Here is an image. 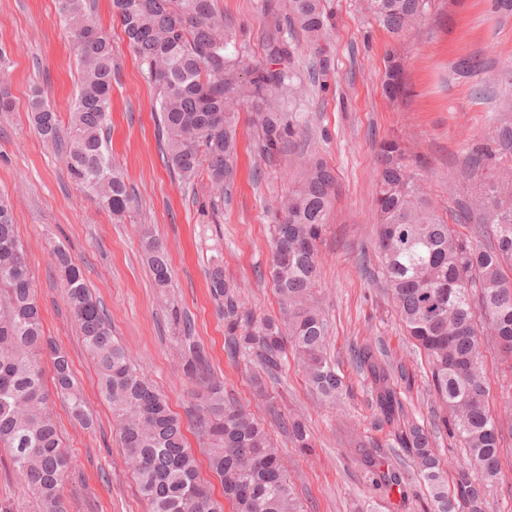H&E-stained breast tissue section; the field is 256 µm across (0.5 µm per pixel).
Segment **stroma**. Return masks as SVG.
<instances>
[{
	"mask_svg": "<svg viewBox=\"0 0 512 512\" xmlns=\"http://www.w3.org/2000/svg\"><path fill=\"white\" fill-rule=\"evenodd\" d=\"M267 0H217L237 37L245 64L263 59L260 31ZM335 17L332 69L326 82L311 86L310 56L301 33H293L296 71L308 83L306 96L287 104L298 133L287 156L267 162L256 147L248 108H239L234 181L214 202L207 174L184 183L167 166L157 134L156 91L120 28L110 0H95L94 14L112 31L117 80L112 84L108 146L124 172L132 202L112 216L71 180L61 147L44 142L29 121L33 88L44 89L49 105L67 117L78 89L77 64L60 24L56 0H0V47L15 107L0 112V194H7L26 246L44 327L67 352L74 377L92 415L91 426L75 421L55 399L62 445L71 459L63 492L69 512H149L128 467L112 410L99 395L95 364L84 348L68 306L52 248L61 243L80 265L94 295L107 310L112 333L133 362L164 393L184 428L194 424L193 386L180 348L183 320H190L214 374L225 391L267 421L272 411L297 414L315 444L313 454L291 449L280 428L271 435L288 452V471L308 512H424L427 497L417 464L394 449L392 426L380 422L370 379L352 362V345L380 343L398 371L397 389L406 414L431 421L429 381L423 354L405 336L385 289L366 268L375 252L373 235L379 144L404 141L417 157L418 178L441 215L456 199L476 197L481 187L461 174L473 145L486 139L490 121L512 86L502 72L512 60V15L492 12L490 0H430L417 27L393 37L366 11L363 0H327ZM395 50L409 89L403 97L385 88V56ZM478 55L488 70L458 76L455 63ZM315 152L334 169L336 201L318 244L319 301L332 325L331 349L345 379L340 407L321 402L293 359H285L260 396L251 378L262 368L255 358L237 361L224 351V322L210 297L206 270L222 254L224 274L238 287L256 317L277 315L270 281V226L279 199L298 178L300 158ZM150 225L168 252L169 287L159 288L149 271L140 225ZM489 407L512 416V379L502 373L496 348L485 352ZM379 444L396 459L406 489L372 490L364 467L350 452L354 436Z\"/></svg>",
	"mask_w": 512,
	"mask_h": 512,
	"instance_id": "stroma-1",
	"label": "stroma"
}]
</instances>
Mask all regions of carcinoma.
<instances>
[{"label":"carcinoma","mask_w":512,"mask_h":512,"mask_svg":"<svg viewBox=\"0 0 512 512\" xmlns=\"http://www.w3.org/2000/svg\"><path fill=\"white\" fill-rule=\"evenodd\" d=\"M325 2L269 0L261 34L266 56L243 78L237 74L239 57L231 50L234 34L214 0H112L128 43L158 92V130L167 163L182 180L191 181L204 166L224 196L234 178L236 111L243 105L253 109L260 154L267 160L282 155L298 129V120L285 111V99L306 92L295 71L296 45L283 26L304 34L312 74L328 75L332 16ZM366 2L374 19L397 36L418 25L428 5V0ZM56 3L79 66V89L68 126L38 93L31 101V121L46 141L69 138L70 178L120 215L128 210L131 193L112 163L105 137L115 79L112 37L96 23L89 0ZM386 77L392 96L407 95L400 62L392 54ZM285 90L286 97L281 95ZM466 161L467 176L482 183V193L461 204L456 217L458 224L476 221L470 237L440 216L398 141H384L377 155L378 272L403 329L424 352L435 397L434 431L405 418L395 372L381 345L366 342L351 349L356 367L371 379L380 421L395 426L399 447L420 463L429 512H482L486 487L503 474L506 436H512V423L503 425L487 407L489 382L481 348L482 336L494 337L506 364L503 372L512 373L511 97L501 102L487 140L472 147ZM302 165L301 178L277 203L272 231L270 277L279 315L257 320L226 280L221 263H212L207 279L224 319V350L230 358L253 356L272 376L289 350L310 387L334 404L346 389L327 353L330 326L317 300V246L335 198L336 177L317 156ZM142 242L156 283L168 285L166 251L146 227ZM53 254L67 305L97 366L100 391L112 405L122 447L150 512H224V503L199 479L181 421L114 338L80 267L60 244ZM18 266L24 270L21 278L15 274ZM181 348L187 374L197 386L196 436L233 512H305L288 476V454L273 446L267 426L224 396V384L214 377L188 325ZM45 353L56 394L68 401L74 420L91 425L68 354L45 338L25 248L11 205L0 198V447L8 449L34 512H68L62 491L68 457L46 387ZM283 429L294 447L312 450L301 420H287ZM434 432L448 433L466 455L463 463L448 460L457 474L451 488L433 452ZM350 446L373 489L390 492L402 486L401 472L373 452V445L357 437Z\"/></svg>","instance_id":"cac0c4a2"}]
</instances>
